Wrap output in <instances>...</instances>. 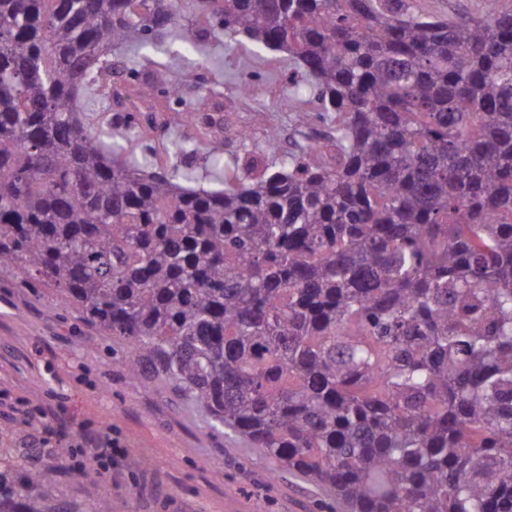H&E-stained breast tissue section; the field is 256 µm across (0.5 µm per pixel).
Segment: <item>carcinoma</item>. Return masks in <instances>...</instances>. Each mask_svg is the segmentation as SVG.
<instances>
[{"instance_id":"cac0c4a2","label":"carcinoma","mask_w":512,"mask_h":512,"mask_svg":"<svg viewBox=\"0 0 512 512\" xmlns=\"http://www.w3.org/2000/svg\"><path fill=\"white\" fill-rule=\"evenodd\" d=\"M287 54L330 143L180 186L82 100L171 109L174 157L210 113L209 31ZM0 269L130 348L129 377L203 404L325 489L326 512H512V9L411 0H0ZM26 512L52 492L0 474ZM415 10L447 19L478 18L486 10L485 0H411Z\"/></svg>"}]
</instances>
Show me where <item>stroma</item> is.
<instances>
[{"mask_svg": "<svg viewBox=\"0 0 512 512\" xmlns=\"http://www.w3.org/2000/svg\"><path fill=\"white\" fill-rule=\"evenodd\" d=\"M203 59L222 87L220 106L254 129L257 160H264L261 141L274 128L287 131L290 151L307 147L311 126L296 113L309 104L286 91L284 53L253 43L243 50L217 31ZM252 73L260 84L241 112L237 84ZM178 164L186 186L223 189L206 147ZM127 352L65 308L54 290L35 294L1 273L0 470L37 468L55 489L50 512H94L106 498L115 512H318L322 492L313 482L214 429L203 406L178 399L165 384L133 382L121 363ZM57 404L65 434L35 444L42 411ZM106 426L127 454L84 475V451L71 448L70 436Z\"/></svg>", "mask_w": 512, "mask_h": 512, "instance_id": "35a3bbf8", "label": "stroma"}]
</instances>
